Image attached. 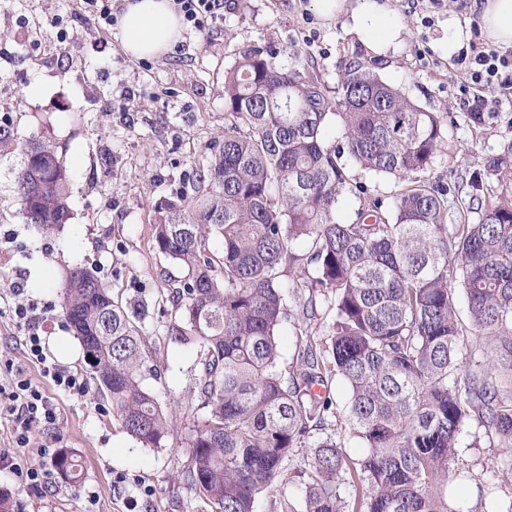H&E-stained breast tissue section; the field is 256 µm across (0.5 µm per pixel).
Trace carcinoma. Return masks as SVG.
<instances>
[{
  "label": "carcinoma",
  "instance_id": "carcinoma-1",
  "mask_svg": "<svg viewBox=\"0 0 512 512\" xmlns=\"http://www.w3.org/2000/svg\"><path fill=\"white\" fill-rule=\"evenodd\" d=\"M336 78L333 100L298 63L243 49L224 73V138L195 169L197 199L175 192L154 206V248L184 272L167 336L196 351L207 411L178 479L212 512H253L270 488L275 512H466L448 502L464 428L476 423L512 460V191L478 199L475 223H447L450 185L420 178L443 118L384 82L361 50ZM23 153L41 177L18 173L22 216L58 232L72 218L67 167L37 140ZM349 160L398 179L390 207L349 179ZM290 288L307 291L294 314ZM60 306L122 428L162 447L172 421L142 385L162 370L138 326L86 267L69 271ZM293 315L324 334L296 337L286 376L278 331ZM335 377L348 387L342 419L325 393ZM344 429L365 448L357 459ZM297 448L312 449L300 511L285 468ZM53 468L81 476L71 448Z\"/></svg>",
  "mask_w": 512,
  "mask_h": 512
}]
</instances>
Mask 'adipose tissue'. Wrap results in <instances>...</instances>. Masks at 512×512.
Instances as JSON below:
<instances>
[{"label":"adipose tissue","mask_w":512,"mask_h":512,"mask_svg":"<svg viewBox=\"0 0 512 512\" xmlns=\"http://www.w3.org/2000/svg\"><path fill=\"white\" fill-rule=\"evenodd\" d=\"M352 28L358 36L385 48L399 38V23L376 0H357ZM482 30L498 46H512V0H482L479 10ZM183 24L171 0H125L120 20L124 52L133 58L166 54L181 39Z\"/></svg>","instance_id":"obj_1"}]
</instances>
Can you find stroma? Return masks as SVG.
I'll list each match as a JSON object with an SVG mask.
<instances>
[{
	"label": "stroma",
	"mask_w": 512,
	"mask_h": 512,
	"mask_svg": "<svg viewBox=\"0 0 512 512\" xmlns=\"http://www.w3.org/2000/svg\"><path fill=\"white\" fill-rule=\"evenodd\" d=\"M402 28L384 53L373 54L381 79L421 109L443 114L445 139L425 177L454 184L449 207L477 193L512 187V172H487L489 158L512 150V111L478 127L458 106L460 75L448 57V23L470 30L478 14L458 0H377ZM349 13L328 19L312 0H224V15L204 32L183 33L181 48L157 58L127 56L118 26L99 24L84 0H0V118L12 130L0 143V357L42 384L59 420L37 432L39 447L74 449L83 473L78 483L52 472L48 458L25 455L24 467L46 469V487L30 488L19 474H1L0 491L11 494L15 512H211L184 485L189 463L198 381L194 352L168 342L175 311L173 286L182 270L152 244L153 206L175 191L194 198L192 173L224 134V72L244 48L262 44L282 61L299 55L327 91L336 88L337 65L364 42ZM39 84L38 95L28 88ZM52 144L71 173L72 220L64 230L43 233L26 224L16 178L25 140ZM482 178V190L471 184ZM76 266L96 270L113 299L129 313L162 368L146 379L166 410L174 433L160 448H146L123 430L106 393L83 397L43 385L26 359L23 337L9 308L11 283L26 297L53 304L47 352L82 374L90 368L82 345L57 308L67 274ZM506 456L469 427L459 441L456 469L467 474L457 489L467 512H483L477 494L485 486L500 501L512 498L502 477ZM94 500H87V492Z\"/></svg>",
	"instance_id": "obj_1"
}]
</instances>
